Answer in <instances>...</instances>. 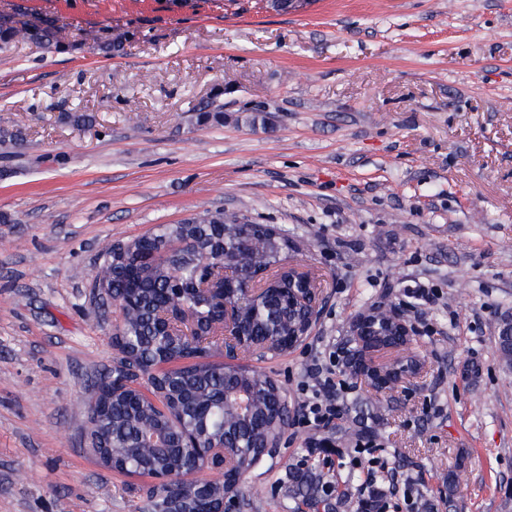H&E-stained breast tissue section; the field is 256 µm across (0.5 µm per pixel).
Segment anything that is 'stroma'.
Returning a JSON list of instances; mask_svg holds the SVG:
<instances>
[{"label": "stroma", "mask_w": 512, "mask_h": 512, "mask_svg": "<svg viewBox=\"0 0 512 512\" xmlns=\"http://www.w3.org/2000/svg\"><path fill=\"white\" fill-rule=\"evenodd\" d=\"M4 20L52 23L64 47L0 51V130L22 133L0 151V512H138L149 479L84 445L120 321L91 274L106 243L206 210L281 229L316 277L308 336L248 359L292 408L357 316L415 324L416 378L339 375L348 445L416 462L386 512H512V0H0ZM210 100L223 125L198 123ZM311 442L291 423L246 512H283Z\"/></svg>", "instance_id": "stroma-1"}]
</instances>
